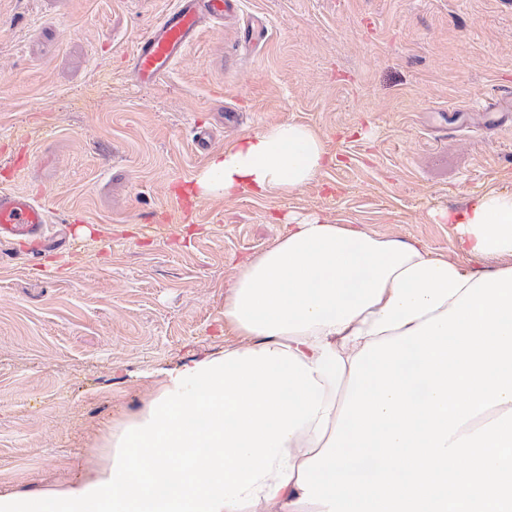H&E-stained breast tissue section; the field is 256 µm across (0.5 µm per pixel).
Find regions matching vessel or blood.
<instances>
[{"label":"vessel or blood","mask_w":512,"mask_h":512,"mask_svg":"<svg viewBox=\"0 0 512 512\" xmlns=\"http://www.w3.org/2000/svg\"><path fill=\"white\" fill-rule=\"evenodd\" d=\"M237 0H176L136 45L132 68L138 78L156 81L176 60L182 59L202 21L220 20L234 10ZM44 208L26 195L0 191V237L26 240L30 253H38L45 238Z\"/></svg>","instance_id":"b4317fda"}]
</instances>
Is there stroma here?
Returning a JSON list of instances; mask_svg holds the SVG:
<instances>
[{
	"instance_id": "stroma-1",
	"label": "stroma",
	"mask_w": 512,
	"mask_h": 512,
	"mask_svg": "<svg viewBox=\"0 0 512 512\" xmlns=\"http://www.w3.org/2000/svg\"><path fill=\"white\" fill-rule=\"evenodd\" d=\"M174 0H0V190L37 197L69 249L0 240V488L66 483L154 377L223 349L237 266L285 215L422 243L512 187V0H239L155 82L137 42ZM338 158L284 198L201 196L211 153L282 121Z\"/></svg>"
}]
</instances>
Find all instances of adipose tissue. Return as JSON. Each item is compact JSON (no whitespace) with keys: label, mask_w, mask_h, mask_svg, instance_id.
<instances>
[{"label":"adipose tissue","mask_w":512,"mask_h":512,"mask_svg":"<svg viewBox=\"0 0 512 512\" xmlns=\"http://www.w3.org/2000/svg\"><path fill=\"white\" fill-rule=\"evenodd\" d=\"M332 161L313 129L284 121L213 156L195 190L285 196ZM437 217L461 253L512 259V189ZM288 222L237 268L224 298L235 343L166 371L141 414L113 420L109 460L58 487L0 492V512H327L303 502L298 469L333 434L354 356L446 312L479 275L416 242Z\"/></svg>","instance_id":"obj_1"}]
</instances>
